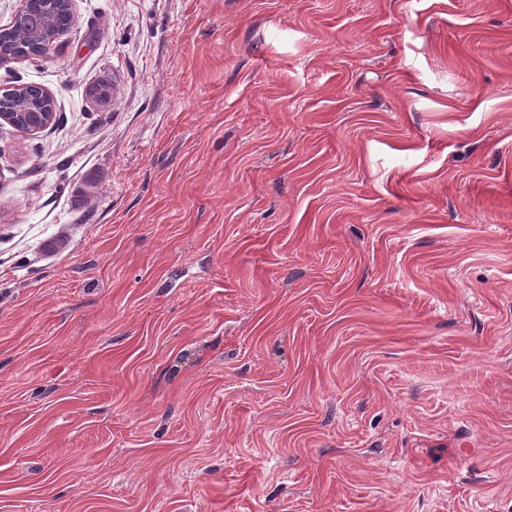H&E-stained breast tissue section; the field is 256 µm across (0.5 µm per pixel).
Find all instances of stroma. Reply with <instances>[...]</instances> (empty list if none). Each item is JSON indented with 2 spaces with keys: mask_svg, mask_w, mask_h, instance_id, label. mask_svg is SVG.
Masks as SVG:
<instances>
[{
  "mask_svg": "<svg viewBox=\"0 0 512 512\" xmlns=\"http://www.w3.org/2000/svg\"><path fill=\"white\" fill-rule=\"evenodd\" d=\"M73 13L0 66V512H512V0ZM73 22L67 18H63L59 22V28L63 31H68ZM60 30L54 29H38L35 33V46L34 50L36 57H42L48 54L55 41L61 34ZM21 105L20 96L15 92L14 88H1L0 89V122L8 123L16 128V119L20 114L19 106ZM10 112H15L16 115L12 116Z\"/></svg>",
  "mask_w": 512,
  "mask_h": 512,
  "instance_id": "stroma-1",
  "label": "stroma"
}]
</instances>
